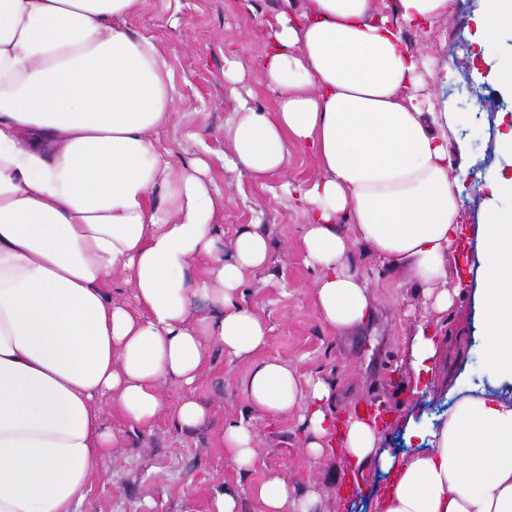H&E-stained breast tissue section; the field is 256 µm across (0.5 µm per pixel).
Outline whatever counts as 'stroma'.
Wrapping results in <instances>:
<instances>
[{
    "instance_id": "35a3bbf8",
    "label": "stroma",
    "mask_w": 512,
    "mask_h": 512,
    "mask_svg": "<svg viewBox=\"0 0 512 512\" xmlns=\"http://www.w3.org/2000/svg\"><path fill=\"white\" fill-rule=\"evenodd\" d=\"M277 4L145 0L128 18L133 35L154 38L174 71L171 117L154 144L174 164L195 158L209 163L212 190L224 201L216 221L224 226L225 248H232L243 226L266 227L267 266L248 274L242 289L244 306L258 313L269 329L256 359L278 358L295 367L300 377L327 379L335 388V419L347 418L360 401L389 406L380 448L400 458L416 450L419 435L441 425L451 404L450 381L461 374L477 386L488 381L478 319L480 281L471 278L448 313L439 316L426 312L423 296L408 285L404 269L380 264L356 246L345 262L372 291L373 319L339 334L318 318L314 293L321 271L305 261V218L284 191L285 183L317 179L318 163L294 147L286 167L260 181L224 169L222 163L223 155L232 151L224 123L236 96L268 111L275 106L274 94L258 73L264 51L258 15L271 13ZM478 10L479 0H455L453 11L435 20L428 33H407L412 52L434 70L426 79L434 111L450 106L463 115L456 136L467 143L471 165L464 173L449 165L448 173L464 179L460 222L468 228L476 227L488 209L512 210L511 196L484 187L492 173L512 170V153L501 139L512 127V91L495 77L497 60L512 58V30L494 34L496 61L473 62L469 70L449 78L443 72L450 61L449 37L461 34L472 41L480 36ZM233 54L244 68L236 84L224 79V59ZM420 322L444 342L437 370L418 378L407 362L405 344ZM247 368V361L230 358L217 342L209 343L192 390L207 416L188 431L178 430L173 422V407L183 393L173 383L160 387L166 408L152 428L134 433L119 415H105L117 441L92 470L87 494L75 512H214L217 494L227 490L238 493L239 512H261L254 489L271 475L286 480L296 496L316 494L321 512H377L387 485L380 460L355 467L336 438L329 440L321 458L308 456L297 415L271 416L248 403L242 393ZM239 420L249 422L255 434V462L246 472L230 462L223 445L225 425ZM354 476L363 485L358 495L348 488Z\"/></svg>"
}]
</instances>
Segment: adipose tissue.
<instances>
[{
  "mask_svg": "<svg viewBox=\"0 0 512 512\" xmlns=\"http://www.w3.org/2000/svg\"><path fill=\"white\" fill-rule=\"evenodd\" d=\"M144 0H0V512H74L88 477L115 442L104 409L130 430L164 409L159 386L191 387L209 341L250 360L242 391L274 416L299 412L305 448L320 457L334 427V388L300 380L280 359L255 360L262 318L239 300L263 267V225H247L232 250L214 221L223 201L193 160L174 170L154 138L174 104L173 72L152 39L126 26ZM453 0H280L264 21L259 62L275 111L237 102L224 166L260 180L300 145L322 175L287 186L306 223L319 319L336 332L372 315L366 281L345 256L364 246L429 290L449 272L466 230L464 141L450 143L457 112L422 98L424 63L408 30L432 25ZM476 54L512 26V0H480ZM478 291L488 387L458 376L426 449L384 457L380 512H512V212L488 210L476 228ZM135 306L112 299V278ZM216 311L194 315L196 299ZM440 338L418 326L406 354L415 375L435 371ZM376 426L348 417L345 450L367 463Z\"/></svg>",
  "mask_w": 512,
  "mask_h": 512,
  "instance_id": "obj_1",
  "label": "adipose tissue"
}]
</instances>
